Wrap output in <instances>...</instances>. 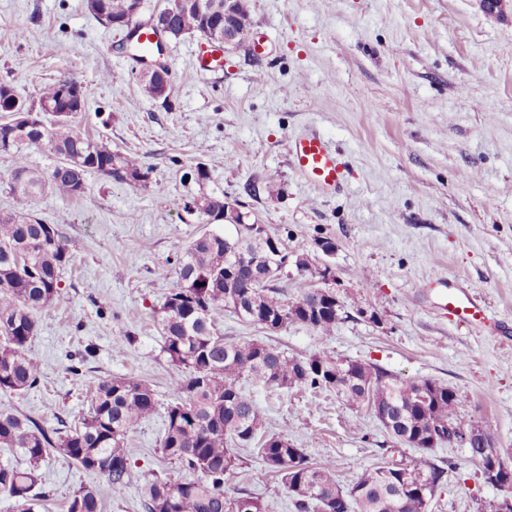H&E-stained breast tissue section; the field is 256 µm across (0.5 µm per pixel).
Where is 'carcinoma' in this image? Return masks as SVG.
I'll return each mask as SVG.
<instances>
[{"instance_id": "carcinoma-1", "label": "carcinoma", "mask_w": 512, "mask_h": 512, "mask_svg": "<svg viewBox=\"0 0 512 512\" xmlns=\"http://www.w3.org/2000/svg\"><path fill=\"white\" fill-rule=\"evenodd\" d=\"M135 0H87L95 18L123 23L131 20ZM231 25L235 40L231 50L250 56L252 20L246 0H232ZM167 36L213 34L208 16L191 6L165 20ZM67 79L44 85L38 103L20 98L14 87L0 82V112L18 106L26 111L51 113L53 121L24 135L8 122L0 123V154L11 162L10 191L15 208L0 214V391L25 392L39 384V362L28 354L36 333V312L62 295L60 270L81 244L62 235L53 224H43L30 211L32 200L46 192L79 199L87 190L85 176L97 172L131 186H141L147 172L140 159L112 151L109 142L92 139L75 130L71 116L86 108L83 92L72 99L63 95ZM144 91L153 98L168 97L169 90L144 72ZM35 147L59 160L50 176L32 168L27 150ZM193 207L204 219L221 221L224 199L201 195ZM268 234L265 225L242 240L256 265L235 268L238 302L224 288V235L208 232L175 253L180 284L169 294L158 321L162 352L171 368V401L164 408L160 450L164 457L200 475L197 480H153L144 489L146 512H232L241 502L245 512H265L262 501L247 490L229 497L226 474L243 468L236 452L257 445L262 461L252 473L258 481L270 474L280 477L294 512H429L447 468L428 456L424 447L431 432L457 425L458 402L448 386L430 379H402L380 364L360 362L321 349L308 356H289L258 341L234 342L217 332L216 314L230 309L238 317L277 332L290 323L310 326L322 336L336 323L350 318L344 303L324 301L306 274L319 270L309 265L305 250L296 249L297 294L288 293L278 278L258 280L267 256L258 254L256 236ZM247 379L266 388L294 386L336 393L345 405L358 407L372 400L380 418H386V436L425 454L401 466L387 461L364 470L348 486L336 478L327 461H311L301 448L292 447L288 434L260 435L259 409L243 393ZM158 411L154 390L136 376L105 378L98 382L88 413L80 424L63 430L46 428L36 420L0 410V448L22 458L26 467L0 463V492L16 503L17 512H41L46 500L39 467L52 451H59L83 470L102 477L112 492L122 493L131 481L126 438ZM482 440L469 445L473 458L485 460L493 453L491 434L479 429ZM67 512H101L90 489L74 493Z\"/></svg>"}]
</instances>
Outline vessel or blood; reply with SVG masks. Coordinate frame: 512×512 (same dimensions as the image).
Segmentation results:
<instances>
[{"mask_svg": "<svg viewBox=\"0 0 512 512\" xmlns=\"http://www.w3.org/2000/svg\"><path fill=\"white\" fill-rule=\"evenodd\" d=\"M295 168L320 189H335L343 182V169L329 143L320 135L311 133L297 137L290 148ZM440 300L444 309L459 322L489 323L490 316L482 300L474 294L454 288L440 281Z\"/></svg>", "mask_w": 512, "mask_h": 512, "instance_id": "b4317fda", "label": "vessel or blood"}]
</instances>
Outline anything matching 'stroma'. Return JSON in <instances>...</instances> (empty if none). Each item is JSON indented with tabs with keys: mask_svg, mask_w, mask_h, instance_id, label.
I'll list each match as a JSON object with an SVG mask.
<instances>
[{
	"mask_svg": "<svg viewBox=\"0 0 512 512\" xmlns=\"http://www.w3.org/2000/svg\"><path fill=\"white\" fill-rule=\"evenodd\" d=\"M252 35L264 46L247 58L224 51V70H200L199 36L165 41L168 98L149 97L141 64L123 35L96 21L86 0H0V82L27 101L61 78L88 98L75 127L136 154L148 178L134 187L99 173L77 200L46 194L31 204L82 247L60 272L62 301L39 310L29 353L42 365L36 388L0 392V409L45 427L77 423L99 379L133 375L161 402L170 369L156 319L178 284L176 246L210 232L192 207L201 194L240 201L289 247L320 254L315 239L336 243L329 263L350 314L331 335L293 323L278 332L225 311L224 336L259 340L288 355L327 349L376 362L411 380L450 385L458 420L491 433L512 467V0L486 12L481 0H247ZM316 130L336 148L345 187L323 195L294 168L288 148ZM204 183L185 180L195 165ZM275 175L278 191L262 185ZM255 183L259 192L248 193ZM439 279L478 295L495 329L458 323L438 311L425 284ZM366 308L382 321L356 316ZM92 347L79 374L69 355ZM268 433L287 432L315 461L336 465L342 485L382 459L385 433L366 409L335 393L243 382ZM163 416L126 441L133 478L122 494L62 453L41 464L47 512H66L72 494L93 490L103 512H144L154 479H189L163 457ZM448 482L429 512H482L502 498L486 484L463 445H439ZM261 462L227 475L224 490L245 488L266 512H294L278 478H250Z\"/></svg>",
	"mask_w": 512,
	"mask_h": 512,
	"instance_id": "35a3bbf8",
	"label": "stroma"
}]
</instances>
